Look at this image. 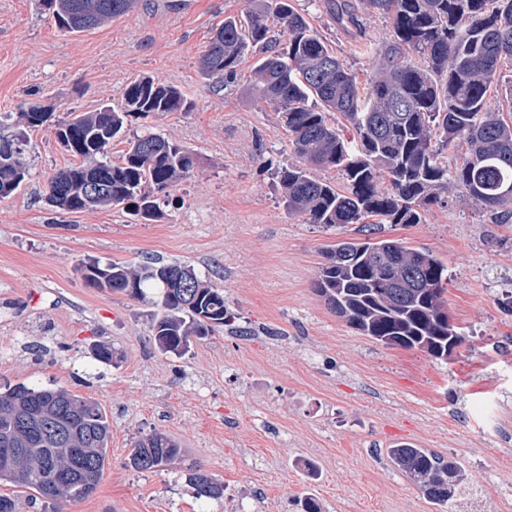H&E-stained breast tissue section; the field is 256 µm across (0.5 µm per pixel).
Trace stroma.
<instances>
[{
	"label": "stroma",
	"instance_id": "stroma-1",
	"mask_svg": "<svg viewBox=\"0 0 512 512\" xmlns=\"http://www.w3.org/2000/svg\"><path fill=\"white\" fill-rule=\"evenodd\" d=\"M360 79L390 22L361 17L343 30L318 0H290ZM245 0H141L112 22L73 34L41 0H0V124L21 103L46 100L56 117L119 105L141 76L172 83L188 112L132 119L197 155L192 175L161 192L162 216L125 206L63 214L46 200L49 178L74 159L44 127L29 134L27 185L0 200V388L64 387L98 401L112 422L109 465L95 490L63 512H298L314 493L323 512H437L390 463L410 442L455 459L472 495L466 512H512V224H495L449 192L419 224H385L384 237L427 249L447 266L444 293L464 341L447 358L385 346L336 317L313 283L322 249L358 238L290 216L274 171L293 155L277 112L239 84L216 89L199 58ZM153 257L191 265L224 292L247 336L222 328L181 357L154 344L155 295L136 300L86 287L82 265ZM97 342L116 363L93 362ZM159 431L180 457L162 470L127 465L133 442ZM199 467L221 479V500L197 499Z\"/></svg>",
	"mask_w": 512,
	"mask_h": 512
}]
</instances>
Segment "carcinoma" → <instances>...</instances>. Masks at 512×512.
Wrapping results in <instances>:
<instances>
[{"mask_svg": "<svg viewBox=\"0 0 512 512\" xmlns=\"http://www.w3.org/2000/svg\"><path fill=\"white\" fill-rule=\"evenodd\" d=\"M342 27L353 29L361 12L391 22L383 48L365 52L376 60L367 86L288 0H248L245 19L224 18L200 58L201 75L233 87L238 67L259 54L248 92L282 114L296 163L276 170L288 214L306 224H420L431 205H448V190L463 196L496 224L512 223V0H320ZM59 27L72 33L103 25L138 6V0H43ZM504 94L493 107L490 96ZM193 103L174 85L142 76L126 83L120 106L70 112L54 125L55 137L80 164L57 171L46 201L63 213L127 205L152 221L160 214L157 193L190 176L195 153L151 131L125 140L116 162L112 141L129 119L188 112ZM55 105L40 101L19 108L15 131L0 132V200L29 176L26 130L48 125ZM342 115L352 126L345 137L329 122ZM338 168L341 190L314 175ZM99 178L106 189L87 199L85 185ZM314 291L328 309L364 336L420 349L435 358L463 342L444 310L448 267L435 254L384 237L341 241L327 250ZM90 288L132 299L158 297L152 325L159 352L182 356L190 338L235 328L237 315L224 292L189 265L158 259L137 267L100 262L83 266ZM112 424L101 405L66 388L16 384L0 391V448H20L15 467L0 481L31 491L46 505L89 497L98 482L87 471L62 487L44 478L46 464L62 463L56 448L85 449L87 464L102 476L109 463ZM181 454L179 444L153 431L133 444L128 463L158 471ZM392 465L428 501L446 512L464 474L453 460L400 443L386 449ZM188 482L199 499L224 497V482L200 468Z\"/></svg>", "mask_w": 512, "mask_h": 512, "instance_id": "1", "label": "carcinoma"}]
</instances>
